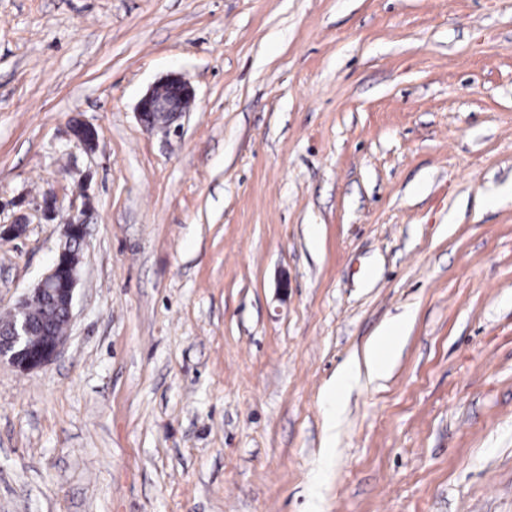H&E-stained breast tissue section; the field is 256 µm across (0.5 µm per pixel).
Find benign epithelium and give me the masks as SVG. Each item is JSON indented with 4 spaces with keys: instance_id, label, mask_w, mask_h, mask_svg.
<instances>
[{
    "instance_id": "7a95c632",
    "label": "benign epithelium",
    "mask_w": 512,
    "mask_h": 512,
    "mask_svg": "<svg viewBox=\"0 0 512 512\" xmlns=\"http://www.w3.org/2000/svg\"><path fill=\"white\" fill-rule=\"evenodd\" d=\"M195 101L192 86L172 74L148 89L137 104V116L148 131L172 130V125L191 111ZM71 140L86 151L98 142L97 130L79 120L70 126ZM64 241L50 270L10 311V319L0 323V361H7L21 372H30L50 364L61 352L67 334L62 332L35 333L28 319L29 309L49 302L62 312L66 324H71L75 291L80 277L81 254L86 244V223L78 218L63 226Z\"/></svg>"
}]
</instances>
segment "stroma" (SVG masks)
I'll use <instances>...</instances> for the list:
<instances>
[{
	"label": "stroma",
	"instance_id": "obj_1",
	"mask_svg": "<svg viewBox=\"0 0 512 512\" xmlns=\"http://www.w3.org/2000/svg\"><path fill=\"white\" fill-rule=\"evenodd\" d=\"M82 213L63 353L0 362V512H512V0H0V313ZM194 101L192 86L172 74L148 89L137 104L136 114L146 130L164 129L169 133L172 125L191 111ZM71 140L76 147H80L86 151H92L98 142L97 130L79 120H74L70 126ZM408 324V319H398L387 325L368 344L364 352V364L370 378H382L389 372ZM359 373H361V366L359 362L356 361L354 365H350L348 368L339 372L336 375V379L328 387L326 395L330 404V410L327 414V422L329 428L332 429L336 427L337 412L342 394L344 393L349 382L355 377H358Z\"/></svg>",
	"mask_w": 512,
	"mask_h": 512
}]
</instances>
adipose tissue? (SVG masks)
Segmentation results:
<instances>
[{"mask_svg":"<svg viewBox=\"0 0 512 512\" xmlns=\"http://www.w3.org/2000/svg\"><path fill=\"white\" fill-rule=\"evenodd\" d=\"M408 324V319L402 318L387 325L366 347L363 364L351 365L337 374L327 390V400L330 404L328 424H335L340 399L349 382L358 377L360 372H367L372 378L384 377L389 372L407 332Z\"/></svg>","mask_w":512,"mask_h":512,"instance_id":"adipose-tissue-1","label":"adipose tissue"}]
</instances>
